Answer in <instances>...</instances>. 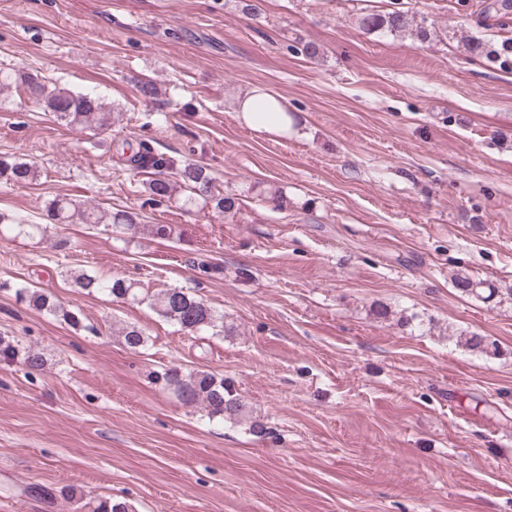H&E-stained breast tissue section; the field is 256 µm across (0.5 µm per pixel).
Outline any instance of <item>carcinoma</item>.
<instances>
[{
	"label": "carcinoma",
	"mask_w": 512,
	"mask_h": 512,
	"mask_svg": "<svg viewBox=\"0 0 512 512\" xmlns=\"http://www.w3.org/2000/svg\"><path fill=\"white\" fill-rule=\"evenodd\" d=\"M414 17L406 11L394 10L386 13H369L360 18L359 27L366 32L396 33L413 26ZM24 84L33 93L44 111L51 112L56 119L69 127L104 131L112 126V112L106 109L105 103L90 94L75 93L49 84L21 70L13 72L0 71V91L14 83ZM127 162L137 168L154 171V178L148 181L147 188L150 200L155 203L168 201L172 198L174 187L165 177L168 169L176 167V161L164 155H158L145 143L139 145L136 152L127 158ZM36 174L33 165L8 157H0V183L9 186H22L30 183ZM180 178L189 189L190 195L184 200L187 208L201 210L211 208L219 213L232 211L239 207L238 198L224 196L214 191V178L204 167L187 164L179 170ZM43 216L51 224H71L76 221L82 224H125L133 227L136 217L125 211L102 213L90 207H84L77 201L57 196L46 201ZM45 228L24 218H9L0 214V240L16 238L34 239L42 235ZM80 287L88 291H98L116 299L137 303L148 302L160 316L180 326L184 331L198 333L216 328H224V316L217 314L208 303L184 288H165L154 292H144L138 283L123 278L101 279L87 273L75 276ZM454 286L466 297L488 302L498 295V288L488 281L475 280L468 275L454 278ZM16 298L28 307L43 311L77 325L78 314L64 308L61 302L50 292L19 288ZM122 336L127 348L138 350L146 343L144 331L136 326L123 328ZM464 345L488 356L497 355L498 347L485 337L472 334L464 338ZM23 356V364L30 370L43 369V354L29 348L22 352L15 340L0 336V358L13 360ZM165 384L174 391L186 405H202L212 417L227 418L237 421L244 414L243 404L236 398L226 394L224 379L206 371H193L183 374L178 367H170L163 375ZM92 512H130V505L115 501L110 497L97 500Z\"/></svg>",
	"instance_id": "cac0c4a2"
}]
</instances>
